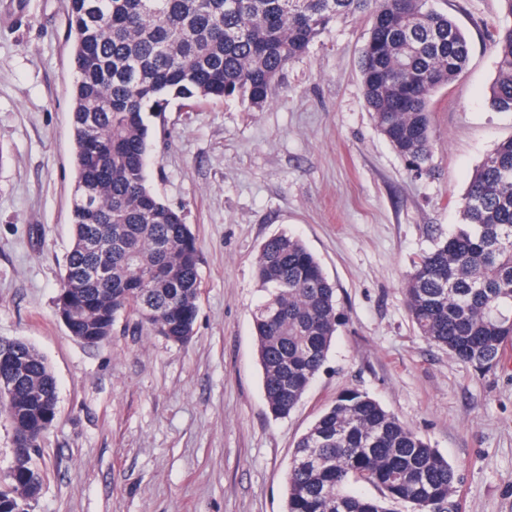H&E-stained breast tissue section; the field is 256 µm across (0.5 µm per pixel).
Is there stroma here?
<instances>
[{"label": "stroma", "instance_id": "1", "mask_svg": "<svg viewBox=\"0 0 512 512\" xmlns=\"http://www.w3.org/2000/svg\"><path fill=\"white\" fill-rule=\"evenodd\" d=\"M68 0H0V339L32 344L57 385L31 512H286L297 440L347 389L368 393L453 465L458 512H512V350L477 371L427 342L403 284L452 233L475 169L512 137L489 87L499 0H434L469 62L432 99V153L412 172L378 131L360 61L369 22L341 16L266 104L170 101L148 182L197 239L195 332L176 345L118 321L103 342L56 314L75 181ZM299 237L336 286L342 324L285 418L263 390L252 312L261 244Z\"/></svg>", "mask_w": 512, "mask_h": 512}]
</instances>
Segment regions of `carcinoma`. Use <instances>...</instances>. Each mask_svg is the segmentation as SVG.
<instances>
[{"label": "carcinoma", "instance_id": "cac0c4a2", "mask_svg": "<svg viewBox=\"0 0 512 512\" xmlns=\"http://www.w3.org/2000/svg\"><path fill=\"white\" fill-rule=\"evenodd\" d=\"M364 13V96L380 133L415 171L431 152L432 95L469 58V43L431 0H69L76 178L73 245L56 312L97 343L116 322L175 344L194 333L201 287L196 237L148 186V115L171 99L252 107L339 16ZM487 37L498 55L492 105L512 112V25ZM462 223L414 262L404 283L421 336L476 370L512 348V138L476 169ZM265 292L253 312L271 413L288 416L325 365L339 322L336 288L304 243L268 238L256 261ZM5 415L34 453L8 475L0 512H18L45 480L34 467L57 410L56 383L31 345L0 343ZM458 470L367 394L348 389L296 444L287 512H458ZM368 486L376 494L362 491Z\"/></svg>", "mask_w": 512, "mask_h": 512}]
</instances>
